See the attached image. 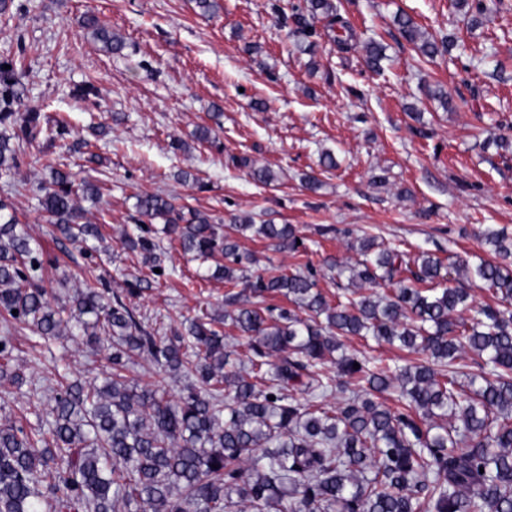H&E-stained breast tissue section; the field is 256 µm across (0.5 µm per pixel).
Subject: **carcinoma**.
Listing matches in <instances>:
<instances>
[{
  "label": "carcinoma",
  "instance_id": "carcinoma-1",
  "mask_svg": "<svg viewBox=\"0 0 512 512\" xmlns=\"http://www.w3.org/2000/svg\"><path fill=\"white\" fill-rule=\"evenodd\" d=\"M308 2V13L294 7L278 22L309 38L322 20L339 51L358 47L333 0ZM396 25L425 62L455 45L405 13ZM82 27L106 52L124 49L96 15L84 14ZM363 48L368 66L380 71L386 47L371 39ZM25 77L24 65L0 58V177L9 181L23 177L26 149L42 132L38 112H15ZM221 117L212 106L213 125L199 127L200 142L218 141ZM44 167L49 178L39 191L47 221L68 240H99L76 197L98 195L101 186L76 181L52 158ZM136 211L140 234L125 245L151 268L161 267L164 254L151 236L156 220L183 254L203 262L222 254L225 263L212 277L241 287L228 298L224 319L248 338L250 373L265 387L239 375L229 337L202 318L157 336L130 304L95 286L53 306L37 247L0 201V379L23 382L13 366L14 322L42 339L77 335L110 369L100 385L58 379L34 388L50 393L38 427L0 425V512H512L511 236L489 228L483 240L496 260L459 256L449 266L429 250L412 256L364 236L354 262L324 263L373 292L332 306L311 268L247 275L252 255L220 233L221 220L210 214L160 194L138 197ZM231 223L243 237L298 248L291 224H257L248 215ZM463 280L483 282L499 304L469 303ZM20 281L29 287H16ZM268 293L291 307L263 305ZM344 336L397 342L422 358L392 367L346 353ZM467 352L476 374L458 364ZM134 354L157 375L185 381L180 394L132 383L125 372ZM343 376L357 387L332 408L326 400L342 389ZM396 386L400 406L393 410L378 396ZM290 389L310 399L301 403Z\"/></svg>",
  "mask_w": 512,
  "mask_h": 512
}]
</instances>
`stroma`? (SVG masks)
Segmentation results:
<instances>
[{"label":"stroma","mask_w":512,"mask_h":512,"mask_svg":"<svg viewBox=\"0 0 512 512\" xmlns=\"http://www.w3.org/2000/svg\"><path fill=\"white\" fill-rule=\"evenodd\" d=\"M21 2V14L0 18V53L26 48L17 112L35 110L47 122L69 118L101 157L86 163L66 139L43 144L76 178L103 185L99 201L80 202L102 233L91 261L82 244L56 240L42 212L45 169L30 160L25 184L0 179V199L39 246L52 301L101 280L121 295L143 280L147 287L132 303L158 335L188 319L223 314L232 288L213 278L216 259L194 260L169 246L158 276L140 254L125 250L123 235L133 230L136 198L144 193L177 197L217 218L249 214L294 225L303 241L295 252L255 237L238 243L256 257L255 274L314 268L331 302L337 278L323 260L354 261L349 244L357 236L413 253L438 249L487 259L484 231L512 234V153L492 142L512 133V0L508 10L487 11L475 28L455 0H341L342 16L361 39L386 45L380 75L367 67L363 50L340 53L321 31L315 54L298 52L297 36L276 16L306 0H218L209 18L193 0ZM88 11L124 39L121 54L107 53L80 27ZM401 11L434 36L456 34L460 46L419 62L394 24ZM88 81L98 90L92 103L73 94ZM438 87L450 108L431 99ZM215 104L223 110L216 147L194 137ZM325 151L336 169H319ZM255 167L274 170L277 181H255ZM313 170L323 182L315 194L301 184ZM183 171L190 180H179ZM215 328L232 331L218 320ZM12 338L24 383L0 379V422L38 426L49 400L34 397L31 386L43 378L103 377L104 360L70 337L46 343L16 328Z\"/></svg>","instance_id":"1"}]
</instances>
